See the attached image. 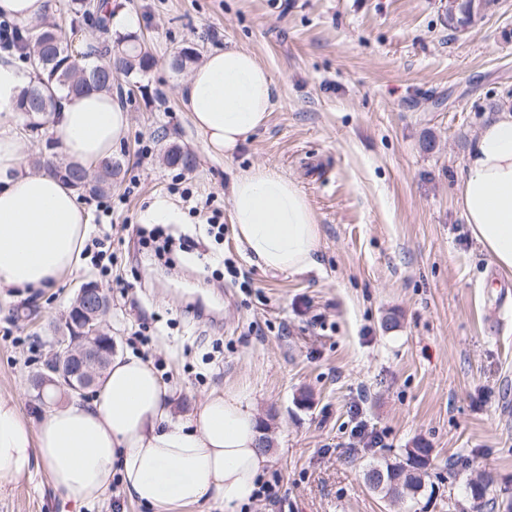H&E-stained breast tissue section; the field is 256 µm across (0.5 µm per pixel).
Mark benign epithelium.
Listing matches in <instances>:
<instances>
[{
    "label": "benign epithelium",
    "mask_w": 512,
    "mask_h": 512,
    "mask_svg": "<svg viewBox=\"0 0 512 512\" xmlns=\"http://www.w3.org/2000/svg\"><path fill=\"white\" fill-rule=\"evenodd\" d=\"M109 299L95 280L77 290L64 321L77 318L73 333L56 340L43 361L40 386L53 384L59 389L82 394L98 383L101 368L112 358L116 342L106 329Z\"/></svg>",
    "instance_id": "obj_1"
}]
</instances>
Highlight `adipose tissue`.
Segmentation results:
<instances>
[{"label":"adipose tissue","instance_id":"obj_1","mask_svg":"<svg viewBox=\"0 0 512 512\" xmlns=\"http://www.w3.org/2000/svg\"><path fill=\"white\" fill-rule=\"evenodd\" d=\"M33 77L0 58V291L55 287L76 270L89 218L77 191L46 167L29 172L19 149L16 106ZM275 80L251 52L207 54L181 91L207 155L233 158L265 126ZM128 114L106 92L65 98L51 132L68 162L94 170L125 137ZM237 241L264 269H312L320 227L304 193L269 166L240 171L230 188ZM465 223L493 263L512 272V113L496 115L470 148L459 189ZM255 404L242 388L212 389L195 410L175 414L173 393L141 357L116 355L92 399L52 406L39 422L0 394V486L43 466L54 494L77 507L120 480L152 512L206 502L236 512L259 487L268 456Z\"/></svg>","mask_w":512,"mask_h":512}]
</instances>
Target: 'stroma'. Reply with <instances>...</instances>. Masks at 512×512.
Here are the masks:
<instances>
[{"label":"stroma","instance_id":"1","mask_svg":"<svg viewBox=\"0 0 512 512\" xmlns=\"http://www.w3.org/2000/svg\"><path fill=\"white\" fill-rule=\"evenodd\" d=\"M137 14L158 64L113 78L128 132L112 193L81 198L94 250L55 288L0 294V394L25 416L43 406L31 377L80 284L109 289L106 325L118 352L149 361L192 410L213 387L233 384L256 404L271 441L263 479L275 501L241 512H469L467 485L489 477L512 495V273L497 268L461 215L467 153L496 109L512 108V0L467 28L448 0H112ZM229 46L273 74L267 124L231 159L208 157L180 102L189 70L171 62ZM179 145L183 171L162 156ZM282 169L305 193L320 227L314 269L273 272L251 260L232 226L206 234L196 202L230 213L241 170ZM158 197L171 201L185 237L158 261L136 228ZM233 261L249 287L223 274ZM122 287H113V280ZM35 303L36 319L17 318ZM308 404H299L300 394ZM381 444L359 447L357 423ZM424 443L433 495L389 503L363 470ZM0 512H149L120 483L92 506H62L43 468L0 487Z\"/></svg>","mask_w":512,"mask_h":512}]
</instances>
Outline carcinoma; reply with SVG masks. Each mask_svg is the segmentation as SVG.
Masks as SVG:
<instances>
[{"mask_svg": "<svg viewBox=\"0 0 512 512\" xmlns=\"http://www.w3.org/2000/svg\"><path fill=\"white\" fill-rule=\"evenodd\" d=\"M495 5V0H463L457 5L462 22L471 23L482 17ZM90 13L88 0H74L65 11L67 28L55 20H44L20 28L18 51L22 61L35 74V80L20 101L18 109L27 117L26 128L31 132L41 130L50 122L62 96L81 94L92 89H112L113 74L144 75L157 65V59L147 44L135 33L112 35L109 17L98 14L97 26L111 36L109 43L97 53L75 50L71 37ZM166 164L189 170L194 160L178 147L167 150ZM121 170V164L112 158L101 161L94 182L89 185L92 197L112 193V179ZM432 449L423 446L405 449L403 459L394 462L371 463L364 471V480L374 493L393 502L407 495L415 496L426 488L428 468L431 466ZM470 498L480 501V506L504 508L512 512V501L499 499L492 488V481L468 484Z\"/></svg>", "mask_w": 512, "mask_h": 512, "instance_id": "carcinoma-1", "label": "carcinoma"}]
</instances>
